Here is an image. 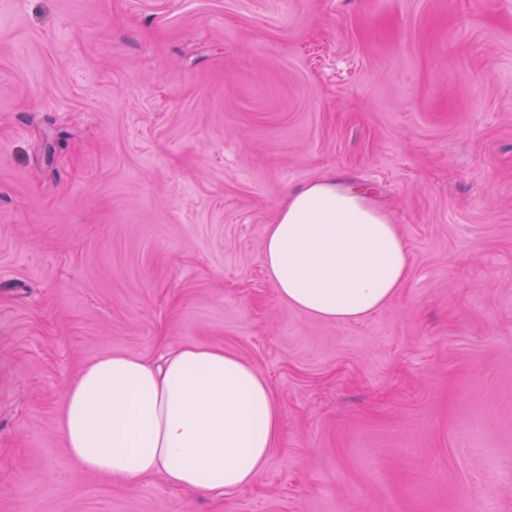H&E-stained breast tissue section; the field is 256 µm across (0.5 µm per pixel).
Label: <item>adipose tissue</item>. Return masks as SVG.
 <instances>
[{"mask_svg": "<svg viewBox=\"0 0 512 512\" xmlns=\"http://www.w3.org/2000/svg\"><path fill=\"white\" fill-rule=\"evenodd\" d=\"M280 301L324 321L380 310L410 273L387 208L333 171L289 190L263 241ZM272 387L221 348L182 345L154 362L108 351L69 387L61 415L78 467L138 483L230 495L261 476L279 438Z\"/></svg>", "mask_w": 512, "mask_h": 512, "instance_id": "obj_1", "label": "adipose tissue"}]
</instances>
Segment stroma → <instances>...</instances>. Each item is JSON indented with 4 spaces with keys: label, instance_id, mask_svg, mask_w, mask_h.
Instances as JSON below:
<instances>
[{
    "label": "stroma",
    "instance_id": "obj_1",
    "mask_svg": "<svg viewBox=\"0 0 512 512\" xmlns=\"http://www.w3.org/2000/svg\"><path fill=\"white\" fill-rule=\"evenodd\" d=\"M333 170L411 262L340 323L262 253ZM186 343L271 384L260 479L80 471L81 369ZM0 512H512V0H0Z\"/></svg>",
    "mask_w": 512,
    "mask_h": 512
}]
</instances>
